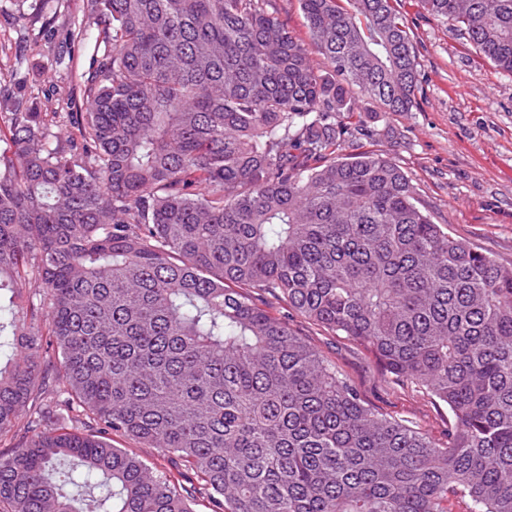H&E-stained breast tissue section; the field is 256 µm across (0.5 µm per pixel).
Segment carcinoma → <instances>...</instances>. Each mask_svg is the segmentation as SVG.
Returning a JSON list of instances; mask_svg holds the SVG:
<instances>
[{"instance_id": "cac0c4a2", "label": "carcinoma", "mask_w": 512, "mask_h": 512, "mask_svg": "<svg viewBox=\"0 0 512 512\" xmlns=\"http://www.w3.org/2000/svg\"><path fill=\"white\" fill-rule=\"evenodd\" d=\"M86 0L84 112H1L0 512H512V267L354 121L417 109L396 0ZM512 74V0H419ZM448 406L370 409L288 321ZM118 434L171 463L153 472ZM281 17L288 22V26L293 33L309 43L308 29L306 21L302 14L298 0H279L277 2Z\"/></svg>"}]
</instances>
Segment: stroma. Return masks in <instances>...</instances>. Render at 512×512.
<instances>
[{
  "label": "stroma",
  "mask_w": 512,
  "mask_h": 512,
  "mask_svg": "<svg viewBox=\"0 0 512 512\" xmlns=\"http://www.w3.org/2000/svg\"><path fill=\"white\" fill-rule=\"evenodd\" d=\"M420 62L418 107L368 113L369 149L395 159L422 204L449 233L512 267V75L479 53L467 36L427 14L418 0H399ZM84 18L83 0H0V112L38 104L44 112L82 111L80 77L94 66L93 47H70ZM379 413L405 420L437 443L448 439L447 405L389 374L363 347L333 336L263 297Z\"/></svg>",
  "instance_id": "35a3bbf8"
}]
</instances>
